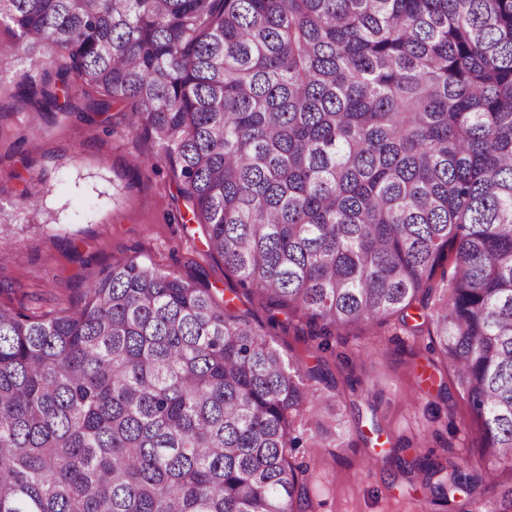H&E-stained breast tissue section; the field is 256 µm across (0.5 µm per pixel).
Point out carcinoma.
Wrapping results in <instances>:
<instances>
[{
	"mask_svg": "<svg viewBox=\"0 0 512 512\" xmlns=\"http://www.w3.org/2000/svg\"><path fill=\"white\" fill-rule=\"evenodd\" d=\"M17 64L38 112L132 103L143 166L318 348L427 333L482 461L450 479L512 512V0H0V84ZM11 208L0 248L47 223ZM319 380L137 256L72 311L1 305L0 512H307L303 434L346 447Z\"/></svg>",
	"mask_w": 512,
	"mask_h": 512,
	"instance_id": "obj_1",
	"label": "carcinoma"
}]
</instances>
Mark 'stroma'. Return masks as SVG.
Masks as SVG:
<instances>
[{
    "label": "stroma",
    "instance_id": "obj_1",
    "mask_svg": "<svg viewBox=\"0 0 512 512\" xmlns=\"http://www.w3.org/2000/svg\"><path fill=\"white\" fill-rule=\"evenodd\" d=\"M0 202L49 185L47 207L56 220L19 232L0 250V305L42 316L77 307L88 286L113 260L137 255L165 272L211 289L231 313H248L267 326L268 308L236 290L235 277L211 256L200 225L172 216L184 206L170 174L139 167L151 143L123 132V108L113 105L95 122L72 114L39 113L0 90ZM37 128L20 144L18 131ZM273 344L306 367H322L326 385L348 407L347 447L326 467L316 449H301L311 512H418L419 501L447 485L457 456L478 459L460 422L465 401L424 336L386 329L370 344L363 330L338 337L332 350L317 343L297 319L281 313Z\"/></svg>",
    "mask_w": 512,
    "mask_h": 512
}]
</instances>
